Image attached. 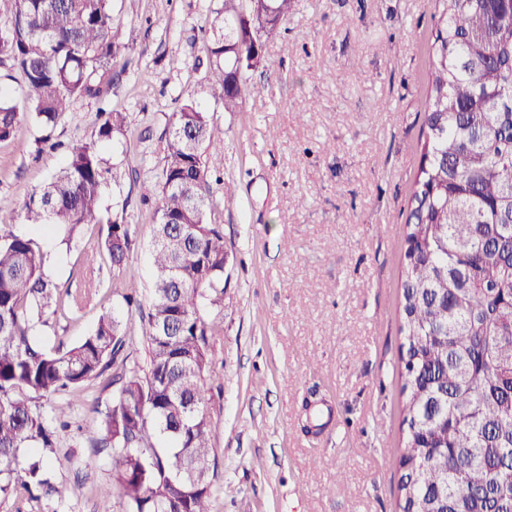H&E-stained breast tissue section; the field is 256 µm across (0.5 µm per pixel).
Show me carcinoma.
Wrapping results in <instances>:
<instances>
[{
  "label": "carcinoma",
  "instance_id": "1",
  "mask_svg": "<svg viewBox=\"0 0 512 512\" xmlns=\"http://www.w3.org/2000/svg\"><path fill=\"white\" fill-rule=\"evenodd\" d=\"M420 165L406 219L401 332L414 369L404 374L406 452L400 512H512V0H435ZM244 0H224L210 27L208 77L224 111L258 93L238 56L255 51L256 18ZM271 27L294 0H270ZM0 64L22 77L30 108L0 88V140L31 118L56 124L71 100L97 99L125 46L112 39V0H0ZM96 140L68 146L66 160L25 203V220L71 239L107 225L101 249L120 261L129 225L101 208L107 169L98 143L124 132L126 113L102 112ZM224 170V146L193 101L172 114L165 140L154 281L143 324L148 370L127 368L131 323L102 313L78 343L48 349L36 322L80 299L43 269L33 241L0 237V474L26 442L55 447L36 401L76 393L112 369V406L85 440L108 450L103 493L125 512H212L207 385L214 326L203 307L224 304V228L207 214L220 201L209 178ZM22 486L60 501L66 488L40 457Z\"/></svg>",
  "mask_w": 512,
  "mask_h": 512
}]
</instances>
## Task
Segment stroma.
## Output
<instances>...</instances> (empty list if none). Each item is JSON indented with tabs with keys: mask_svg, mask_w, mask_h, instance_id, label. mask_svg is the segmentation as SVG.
I'll use <instances>...</instances> for the list:
<instances>
[{
	"mask_svg": "<svg viewBox=\"0 0 512 512\" xmlns=\"http://www.w3.org/2000/svg\"><path fill=\"white\" fill-rule=\"evenodd\" d=\"M223 0H112L116 42L136 44L112 64L103 102L74 100L52 132L35 122L0 141V236L31 238L46 274L84 294L37 323L46 346H70L106 311L140 325L122 295L149 294L157 183L173 112L185 99L210 113L224 144L222 196L215 210L228 263L224 305L203 315L217 376L208 404L214 448L212 512H399L404 451L401 328L405 221L419 163L433 0H295L287 22L263 39L248 72L258 96L225 111L208 78L204 36ZM179 67H171V60ZM128 117L127 129L99 150L111 176L102 207L129 224L131 252L114 267L102 251V224H86L71 244L26 223L24 204L65 160L42 144L93 139L100 110ZM112 402L97 380L78 395L42 401L69 423L51 455L69 492L35 501L21 488L32 459L21 449L13 492L0 512H122L101 494L111 462L84 468L93 405ZM347 480L337 484V473Z\"/></svg>",
	"mask_w": 512,
	"mask_h": 512,
	"instance_id": "35a3bbf8",
	"label": "stroma"
}]
</instances>
